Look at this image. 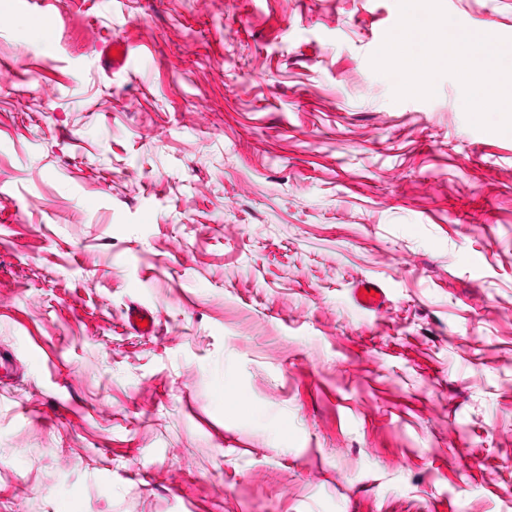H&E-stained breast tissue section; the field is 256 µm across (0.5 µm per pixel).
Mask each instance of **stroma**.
Segmentation results:
<instances>
[{
	"instance_id": "35a3bbf8",
	"label": "stroma",
	"mask_w": 512,
	"mask_h": 512,
	"mask_svg": "<svg viewBox=\"0 0 512 512\" xmlns=\"http://www.w3.org/2000/svg\"><path fill=\"white\" fill-rule=\"evenodd\" d=\"M49 9L0 0V512H512V134L394 100L397 0ZM353 300L364 310H377L385 303L382 288L371 281H361L353 289Z\"/></svg>"
}]
</instances>
